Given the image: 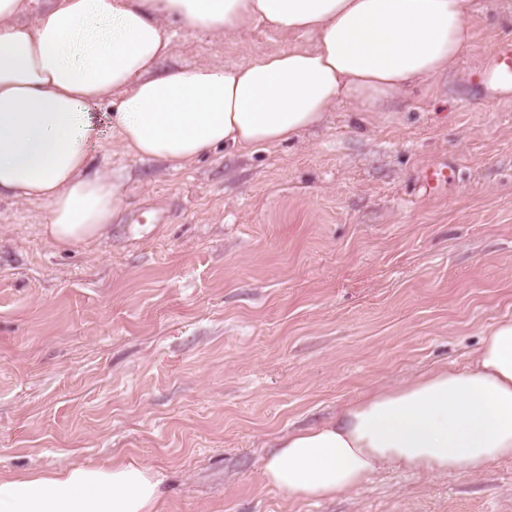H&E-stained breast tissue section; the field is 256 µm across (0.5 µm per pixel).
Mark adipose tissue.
Segmentation results:
<instances>
[{
    "label": "adipose tissue",
    "instance_id": "1",
    "mask_svg": "<svg viewBox=\"0 0 512 512\" xmlns=\"http://www.w3.org/2000/svg\"><path fill=\"white\" fill-rule=\"evenodd\" d=\"M0 0V198L39 203L43 235L100 239L125 197L121 172L91 167L99 106L125 155L183 170L217 150L248 155L298 139L338 101L378 111L454 69L474 44L472 0ZM257 24L302 44L242 64L167 66L170 23ZM512 459V317L481 331L462 368H439L347 404L335 421L278 439L262 479L315 501L377 473L474 476ZM145 462L0 475V512H160Z\"/></svg>",
    "mask_w": 512,
    "mask_h": 512
}]
</instances>
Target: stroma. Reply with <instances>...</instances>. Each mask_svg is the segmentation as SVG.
<instances>
[{"mask_svg": "<svg viewBox=\"0 0 512 512\" xmlns=\"http://www.w3.org/2000/svg\"><path fill=\"white\" fill-rule=\"evenodd\" d=\"M497 0L453 74L380 112L182 171L122 154L127 194L104 236L61 250L46 210L0 200V474L135 458L161 512H512V460L478 476L389 471L325 502L264 485L288 431L476 353L512 316V93L481 78ZM176 63L238 64L291 35L171 25ZM434 194L418 176L442 164Z\"/></svg>", "mask_w": 512, "mask_h": 512, "instance_id": "35a3bbf8", "label": "stroma"}]
</instances>
